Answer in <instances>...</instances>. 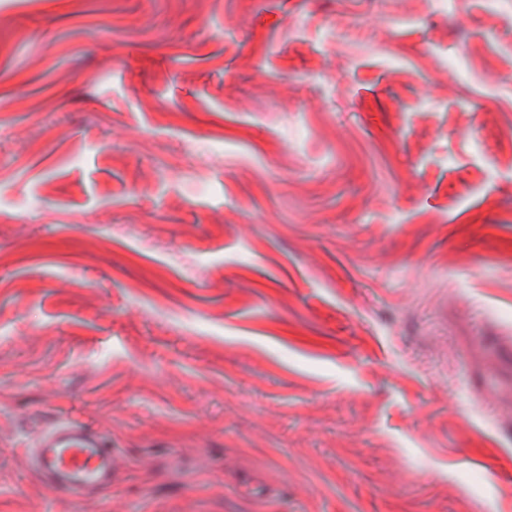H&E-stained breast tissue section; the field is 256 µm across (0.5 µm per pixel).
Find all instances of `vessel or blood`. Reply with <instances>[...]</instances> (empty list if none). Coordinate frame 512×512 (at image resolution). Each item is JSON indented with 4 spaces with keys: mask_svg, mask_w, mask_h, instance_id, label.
<instances>
[{
    "mask_svg": "<svg viewBox=\"0 0 512 512\" xmlns=\"http://www.w3.org/2000/svg\"><path fill=\"white\" fill-rule=\"evenodd\" d=\"M30 457L46 484L73 499L112 484L110 441L76 421L59 422L43 431L36 438Z\"/></svg>",
    "mask_w": 512,
    "mask_h": 512,
    "instance_id": "vessel-or-blood-1",
    "label": "vessel or blood"
}]
</instances>
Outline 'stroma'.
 <instances>
[{
    "instance_id": "obj_1",
    "label": "stroma",
    "mask_w": 512,
    "mask_h": 512,
    "mask_svg": "<svg viewBox=\"0 0 512 512\" xmlns=\"http://www.w3.org/2000/svg\"><path fill=\"white\" fill-rule=\"evenodd\" d=\"M1 210L0 512H512V0H0ZM31 463L55 491L80 499L112 486V444L76 421L51 425L34 442Z\"/></svg>"
}]
</instances>
